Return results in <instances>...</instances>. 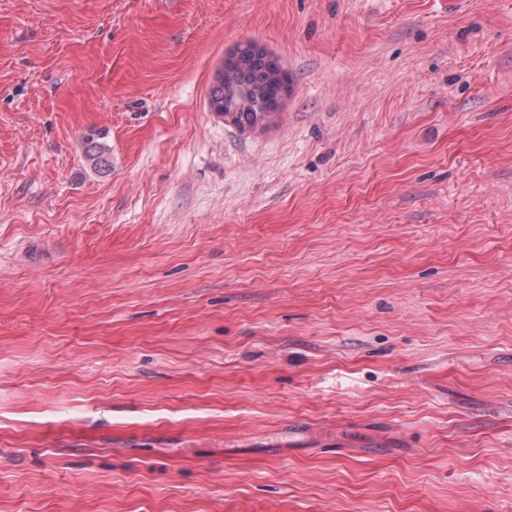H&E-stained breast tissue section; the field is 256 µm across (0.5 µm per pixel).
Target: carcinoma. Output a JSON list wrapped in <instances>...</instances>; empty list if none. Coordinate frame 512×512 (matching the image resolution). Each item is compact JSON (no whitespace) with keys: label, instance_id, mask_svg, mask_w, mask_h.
Returning a JSON list of instances; mask_svg holds the SVG:
<instances>
[{"label":"carcinoma","instance_id":"cac0c4a2","mask_svg":"<svg viewBox=\"0 0 512 512\" xmlns=\"http://www.w3.org/2000/svg\"><path fill=\"white\" fill-rule=\"evenodd\" d=\"M270 55L252 41L237 45L224 58V77L212 85L209 108H220L218 115L240 128L266 127L277 115L279 78L272 69ZM110 146L95 136L87 137L85 160L95 172L109 168Z\"/></svg>","mask_w":512,"mask_h":512}]
</instances>
